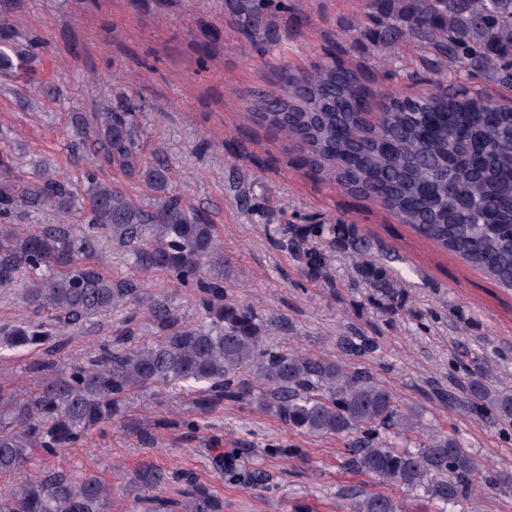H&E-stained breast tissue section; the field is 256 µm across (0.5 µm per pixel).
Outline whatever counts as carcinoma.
<instances>
[{
    "label": "carcinoma",
    "mask_w": 512,
    "mask_h": 512,
    "mask_svg": "<svg viewBox=\"0 0 512 512\" xmlns=\"http://www.w3.org/2000/svg\"><path fill=\"white\" fill-rule=\"evenodd\" d=\"M391 16L387 36L423 43L436 62H454L487 84L512 83V0H373ZM252 25L246 37L282 0H243ZM30 66L29 54L0 45V69ZM296 87L291 101H265L256 119L305 147L309 162L345 189L381 200L419 235L448 250L503 288H512V107H481L467 87L450 81L446 93L391 99L369 122L356 100L370 90L361 75L335 60L284 72ZM98 140L113 163L139 174L156 192L137 202L120 188L87 174L77 193L48 178L22 192L0 187V285L27 274L25 293L52 317L51 324L0 329V345L26 346L50 329L62 336L83 318L140 299L141 289L114 283L91 261V239L69 222L24 230L15 217L53 205L66 218L87 219L96 232L132 247L134 263L172 272L177 284L203 290L202 316L180 325L166 309L152 316L159 336L141 345L105 348L69 373L51 370L29 397L0 386V472L24 466L40 452L54 456L92 429L112 422L133 390L183 388L202 413L263 390L260 403L285 427L344 445L345 464L419 497L447 502L483 483L512 492V475L487 469L457 435L432 428L424 413L402 406L367 370L263 344L254 313L204 281L203 266L222 258L214 227L170 188L168 172L146 164L138 114L106 109L96 114ZM381 295L397 293L386 269L366 271ZM474 403L512 420V395H495L475 377ZM451 480L436 483L445 475ZM142 512H224V503L191 481L177 498L153 490L167 471L138 474ZM111 487L97 475L51 470L20 488L0 491V512H108ZM347 512H400L386 495L351 497Z\"/></svg>",
    "instance_id": "1"
}]
</instances>
